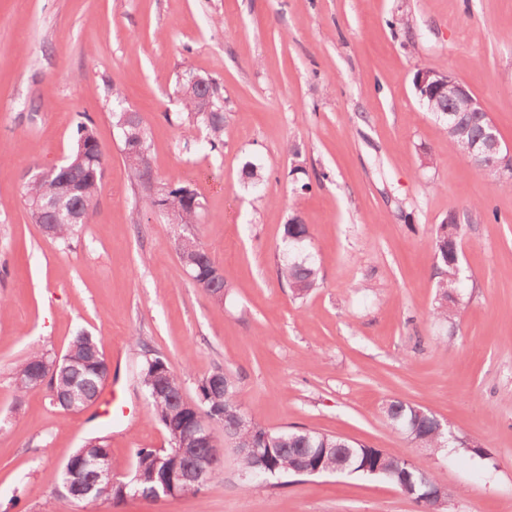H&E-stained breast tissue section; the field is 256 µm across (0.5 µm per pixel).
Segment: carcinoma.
I'll list each match as a JSON object with an SVG mask.
<instances>
[{"instance_id":"obj_1","label":"carcinoma","mask_w":512,"mask_h":512,"mask_svg":"<svg viewBox=\"0 0 512 512\" xmlns=\"http://www.w3.org/2000/svg\"><path fill=\"white\" fill-rule=\"evenodd\" d=\"M178 99L181 106L180 120L188 133L197 127L207 131L206 141L211 149L224 146V113L201 111L200 98L206 90H196L186 83L179 84ZM124 110H113L115 123L119 124L123 143L141 141L145 148H150L147 128L141 121L121 124ZM128 168L134 173L138 185L143 190L142 207L159 212L168 223L192 226L200 223L202 204L194 191L180 181H173L161 186L155 185L149 162V155L125 154ZM68 163L75 167L93 166L97 176L87 179L81 186L84 196L83 205L86 212H91L100 192L102 180L107 167V157L103 152L94 129L81 123L77 127V137ZM59 172H54L36 181L30 180L25 185V196L30 202L50 197L54 194ZM77 232V225L60 220L52 225L49 237L65 243ZM283 251L287 253L278 267V277L284 281L296 295L305 296L319 286V271L313 259L298 257L293 254L294 247L303 249L310 245L308 226L297 219L284 225L282 238ZM188 269L199 272L201 267L214 265L209 253L197 246V253L184 255ZM462 277L461 264L442 263L437 281L438 301L434 309L437 319L451 321L457 310L448 304V290L457 289ZM102 350L100 340L93 334L81 330L70 341L65 353L57 362V367L48 370L46 366L54 362L49 353L34 349L16 366L13 384L16 391L24 395L37 387V382L47 383L50 393H76L83 399L79 408L83 409L97 401L108 377L109 368L104 355L91 361L93 350ZM140 384L145 393L147 405L153 419L165 425L169 418L180 417L192 423L196 411H204L216 420H224V409L242 407L240 389L237 380L224 374V391L213 388L212 376L199 380L196 386L197 399L184 401L183 379L174 373L168 362L160 356H147L140 368ZM419 407L407 401L394 398L387 401L381 412L387 422L413 445L426 448L430 454H438L448 448H461L464 442L452 435L451 431L436 429V416L431 412L418 414ZM251 425L242 429L227 423L224 437L234 448H248L255 444L258 437L269 438L271 454L267 459L263 473L265 484L293 476H302L304 471L320 469L346 468L363 475L365 470L378 472V477L396 487L404 496L421 508V512H430L433 501L427 498L443 488L435 478L430 466L424 460L410 459L404 455L393 454L378 448L344 439L307 428H287L272 431L263 427L250 416ZM169 446L166 448H138L135 450V462L132 476L121 479L125 487L99 485L87 491L88 478L85 464L93 457L103 453L111 455L106 439L96 437L86 441L68 458L64 464L57 495L75 502L94 501L98 499L120 501L127 496L152 499L159 486L165 468L177 461V448L192 437L189 429L184 428L178 434L167 432Z\"/></svg>"}]
</instances>
